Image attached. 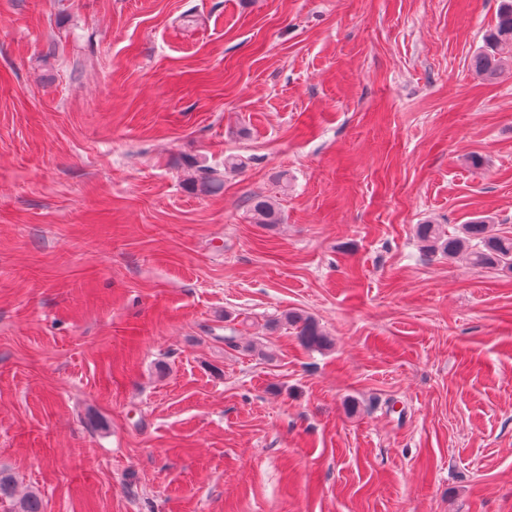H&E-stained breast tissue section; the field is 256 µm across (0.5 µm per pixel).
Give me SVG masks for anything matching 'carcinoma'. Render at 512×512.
Listing matches in <instances>:
<instances>
[{"instance_id":"carcinoma-1","label":"carcinoma","mask_w":512,"mask_h":512,"mask_svg":"<svg viewBox=\"0 0 512 512\" xmlns=\"http://www.w3.org/2000/svg\"><path fill=\"white\" fill-rule=\"evenodd\" d=\"M488 41L487 49L475 56L473 67L480 74L492 78L498 72L499 52L512 50V0H502L495 28L489 34ZM188 180L208 193L217 192L224 185L219 173L202 165L195 167ZM249 214L252 223L263 227L272 228L281 223L276 202L266 196L252 197ZM416 237L423 249L432 255L450 259L464 255L474 267L502 266L512 271V235L493 232L491 220L484 217L462 225L459 235L448 234L440 224H418ZM284 320L298 329V335L308 347L322 349L329 344L328 336L313 319L288 312ZM15 512H43L42 500L35 493L29 494L16 503Z\"/></svg>"}]
</instances>
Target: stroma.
<instances>
[{
    "label": "stroma",
    "mask_w": 512,
    "mask_h": 512,
    "mask_svg": "<svg viewBox=\"0 0 512 512\" xmlns=\"http://www.w3.org/2000/svg\"><path fill=\"white\" fill-rule=\"evenodd\" d=\"M499 2L0 0L20 491L44 512H512V271L415 236L512 232V57L471 67ZM196 161L222 191L188 183ZM255 195L283 224L250 223ZM284 320L287 324L299 329L298 335L309 348L322 349L329 344L328 336L310 317H304L296 312H287Z\"/></svg>",
    "instance_id": "1"
}]
</instances>
